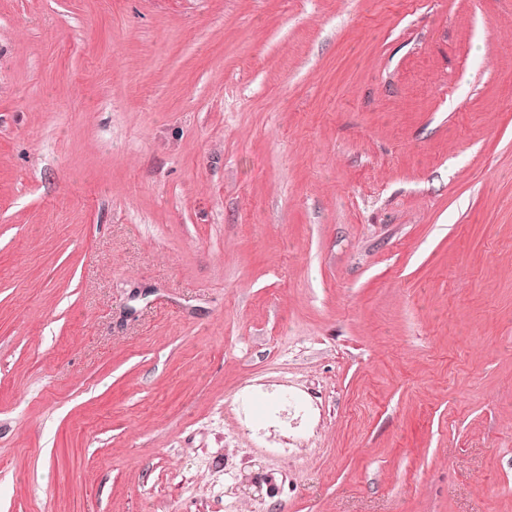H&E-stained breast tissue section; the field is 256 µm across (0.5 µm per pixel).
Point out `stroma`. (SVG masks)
Returning a JSON list of instances; mask_svg holds the SVG:
<instances>
[{"instance_id":"1","label":"stroma","mask_w":512,"mask_h":512,"mask_svg":"<svg viewBox=\"0 0 512 512\" xmlns=\"http://www.w3.org/2000/svg\"><path fill=\"white\" fill-rule=\"evenodd\" d=\"M0 512H512V0H0Z\"/></svg>"}]
</instances>
